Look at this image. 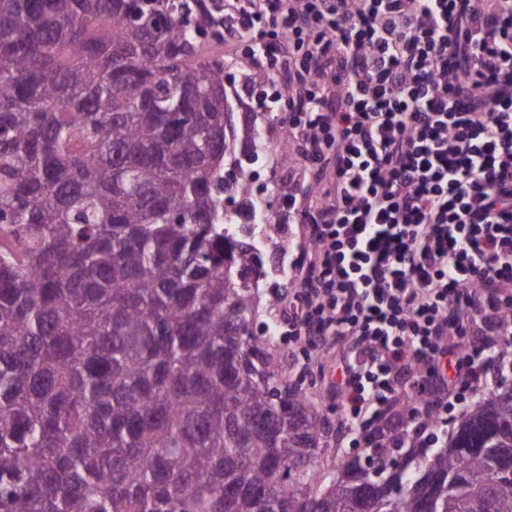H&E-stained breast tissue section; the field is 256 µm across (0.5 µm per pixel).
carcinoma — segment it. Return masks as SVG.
Listing matches in <instances>:
<instances>
[{"label": "carcinoma", "instance_id": "carcinoma-1", "mask_svg": "<svg viewBox=\"0 0 512 512\" xmlns=\"http://www.w3.org/2000/svg\"><path fill=\"white\" fill-rule=\"evenodd\" d=\"M223 25L224 0H0V512H512L504 385L428 456L323 471L251 330Z\"/></svg>", "mask_w": 512, "mask_h": 512}]
</instances>
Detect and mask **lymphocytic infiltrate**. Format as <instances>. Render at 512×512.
Instances as JSON below:
<instances>
[{
  "instance_id": "f902f5d3",
  "label": "lymphocytic infiltrate",
  "mask_w": 512,
  "mask_h": 512,
  "mask_svg": "<svg viewBox=\"0 0 512 512\" xmlns=\"http://www.w3.org/2000/svg\"><path fill=\"white\" fill-rule=\"evenodd\" d=\"M312 185L288 340L323 356L353 448H428L512 353V0H224Z\"/></svg>"
}]
</instances>
